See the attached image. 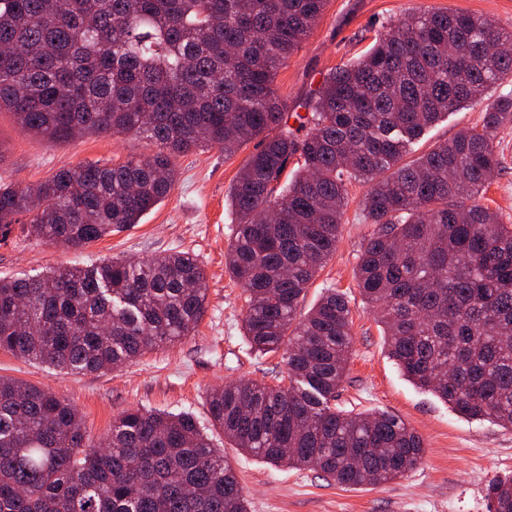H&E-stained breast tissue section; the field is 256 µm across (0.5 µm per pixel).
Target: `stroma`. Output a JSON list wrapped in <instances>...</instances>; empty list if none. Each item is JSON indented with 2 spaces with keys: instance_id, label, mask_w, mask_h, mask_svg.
<instances>
[{
  "instance_id": "obj_1",
  "label": "stroma",
  "mask_w": 512,
  "mask_h": 512,
  "mask_svg": "<svg viewBox=\"0 0 512 512\" xmlns=\"http://www.w3.org/2000/svg\"><path fill=\"white\" fill-rule=\"evenodd\" d=\"M420 5L483 15L512 31V0H328L314 29L276 74L274 85L288 112L307 113L313 92L332 69L358 58L379 31ZM481 118L477 107L449 114L414 150L428 152L460 129L480 124ZM498 140L506 166L491 177L484 202L512 217V127L501 130ZM0 145L6 149L0 175L23 186L62 168L117 164L151 151L149 141L131 135L50 144L21 127L8 112H0ZM258 145L252 139L231 155L216 147L181 155L175 186L163 204L140 224L78 251L47 244L31 236L24 224L12 225L8 237L0 239L1 278L184 251L204 268L208 296L193 335L118 369L72 374L0 351V376L41 387L72 404L98 438L129 408L192 414L236 470L248 512H488L489 482L512 475V430L461 416L431 391L408 381L389 357L377 314L354 279L361 243L371 231L360 210L366 192L362 185L353 187L336 251L309 284L298 313L306 315L326 289L345 294L353 342L336 406L352 413L387 411L401 416L423 441L422 462L383 484L344 487L318 470L276 466L243 453L212 427L208 390L241 380L288 382L282 353H258L244 335L245 295L224 263L236 234L227 193Z\"/></svg>"
}]
</instances>
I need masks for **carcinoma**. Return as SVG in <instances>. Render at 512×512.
<instances>
[{"label": "carcinoma", "instance_id": "obj_1", "mask_svg": "<svg viewBox=\"0 0 512 512\" xmlns=\"http://www.w3.org/2000/svg\"><path fill=\"white\" fill-rule=\"evenodd\" d=\"M327 0H0V112L50 142L133 135L153 152L61 169L39 184L0 177V233L81 248L140 223L193 149L226 154L264 135L229 191L238 224L226 267L244 288L245 336L286 348L288 384L224 385L214 427L270 463L313 467L344 486L404 476L419 435L389 412L348 414L336 392L350 309L333 288L302 318L336 251L350 187L368 186L372 225L354 271L389 353L459 414L512 429V224L482 203L512 126V32L419 7L336 67L307 115L279 99L277 71ZM482 124L412 160L414 142L464 107ZM298 121L288 126L289 118ZM297 169L282 177L290 161ZM196 258L112 259L0 279V351L70 373L115 369L191 335L206 311ZM512 512V476L487 488ZM0 512H248L230 463L188 413L132 408L95 442L77 408L0 378Z\"/></svg>", "mask_w": 512, "mask_h": 512}]
</instances>
